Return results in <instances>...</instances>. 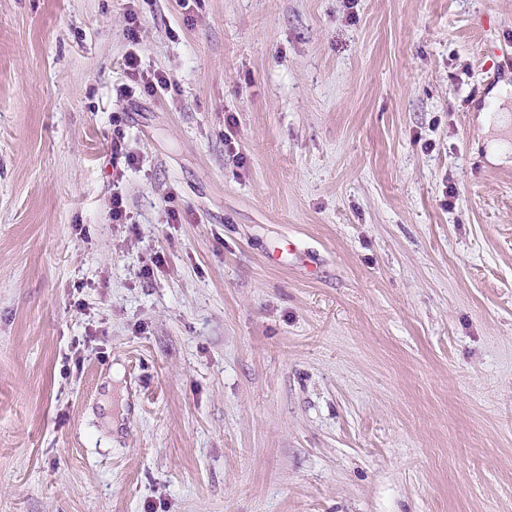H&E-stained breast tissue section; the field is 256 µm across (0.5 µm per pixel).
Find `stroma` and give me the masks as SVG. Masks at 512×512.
I'll list each match as a JSON object with an SVG mask.
<instances>
[{"label":"stroma","instance_id":"35a3bbf8","mask_svg":"<svg viewBox=\"0 0 512 512\" xmlns=\"http://www.w3.org/2000/svg\"><path fill=\"white\" fill-rule=\"evenodd\" d=\"M503 84L512 0H0V512H512ZM125 67L130 75L133 77L139 76L140 80L144 83V87L151 92H164L171 87L170 78L159 73H153V76L145 73L141 69L140 60L133 54H129L125 59Z\"/></svg>","mask_w":512,"mask_h":512}]
</instances>
